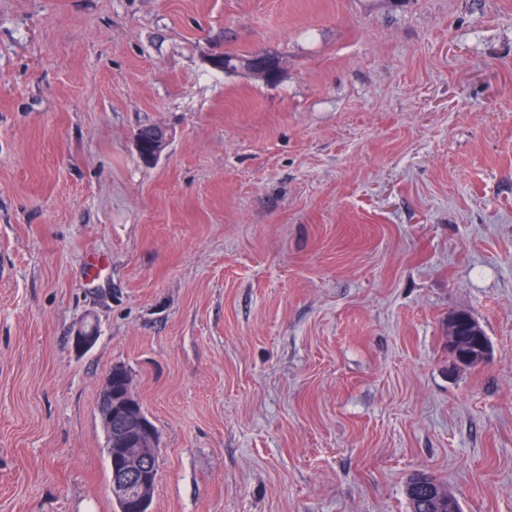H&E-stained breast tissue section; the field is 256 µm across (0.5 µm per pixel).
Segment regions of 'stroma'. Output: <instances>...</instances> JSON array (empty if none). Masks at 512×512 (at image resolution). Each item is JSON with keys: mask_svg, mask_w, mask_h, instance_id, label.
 Wrapping results in <instances>:
<instances>
[{"mask_svg": "<svg viewBox=\"0 0 512 512\" xmlns=\"http://www.w3.org/2000/svg\"><path fill=\"white\" fill-rule=\"evenodd\" d=\"M117 364L152 512H512V0H0V512H114ZM211 63L216 68L223 69L225 73L245 70L265 80L274 79L281 70L280 59L263 52L251 55L246 59L225 55L223 57L214 56L211 58ZM457 331V346L463 354L480 355L485 345L490 346L489 340L483 331V336H469L467 320L460 319L455 323ZM113 369V373H112ZM132 378L123 365H114L108 371L103 390L107 401L100 414L102 424L107 423L110 435L109 463L111 466L112 495L125 499L132 508L144 509L150 500V490L156 484L154 479L155 463H158V443H156L155 463L149 454L155 443L157 430L142 417L146 412L137 399L134 411L140 414L132 416L130 403L112 406L118 401H125ZM156 431V432H155ZM116 444L117 448H112ZM409 512H448V499L454 500L461 512L460 504L448 485L424 470L411 474L406 484Z\"/></svg>", "mask_w": 512, "mask_h": 512, "instance_id": "1", "label": "stroma"}]
</instances>
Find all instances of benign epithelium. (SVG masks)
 <instances>
[{"mask_svg": "<svg viewBox=\"0 0 512 512\" xmlns=\"http://www.w3.org/2000/svg\"><path fill=\"white\" fill-rule=\"evenodd\" d=\"M211 63L224 72L245 70L252 75L272 80L281 70L278 57L267 53H256L246 59L231 56H214ZM97 339L94 329L79 328L73 336V345L78 351H86ZM103 390L107 401L102 409L101 421L107 423L110 435L109 463L111 466L112 495L126 500L132 508L144 509L150 500V490L156 484L155 463L149 454L156 439L154 428L142 415H131V404L112 406V373H107Z\"/></svg>", "mask_w": 512, "mask_h": 512, "instance_id": "7a95c632", "label": "benign epithelium"}]
</instances>
